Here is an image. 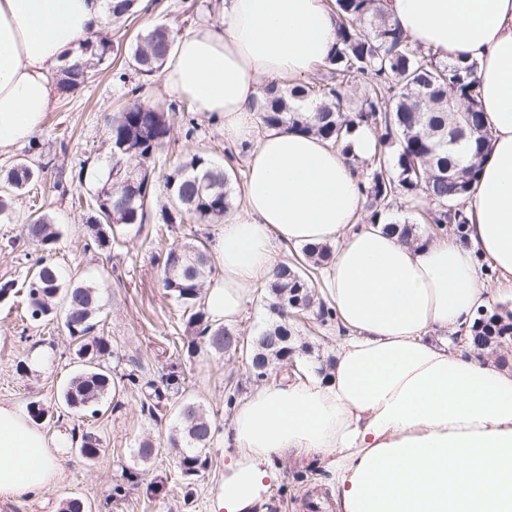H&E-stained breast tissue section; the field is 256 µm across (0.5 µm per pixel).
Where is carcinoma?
<instances>
[{"label": "carcinoma", "instance_id": "carcinoma-1", "mask_svg": "<svg viewBox=\"0 0 512 512\" xmlns=\"http://www.w3.org/2000/svg\"><path fill=\"white\" fill-rule=\"evenodd\" d=\"M138 0H115L112 20L137 13ZM338 23L334 52L323 66L322 84H267L256 101L264 128H282L313 133L336 144L349 140L362 126L377 133V151L358 172L359 185L373 208L371 223L397 199L425 196L429 208L426 221L441 227L455 225L464 234L468 218L464 202L477 181L489 154L491 134L483 121L476 94L478 63L450 59L442 61L412 43L402 29L385 14L381 0H333ZM174 42L167 28L157 26L136 38L131 59L134 69L152 76L163 66ZM111 42L92 36L78 48L77 59L59 70V83L74 90L111 51ZM362 81L367 89L355 106L349 91ZM171 133L168 114L142 104L122 108L107 124L112 154L108 173L97 179L92 195L89 236L97 249L105 251L123 236L142 231L148 205L156 192L155 157ZM36 176L25 161L10 167L3 177L0 217L9 216L13 195ZM229 175L216 166L204 150L188 155L165 176L166 203L160 208L164 224H218L231 209L227 187ZM30 244L50 251L59 231L47 213L36 215L22 226ZM305 262L316 269L328 264V245L301 248ZM207 241L196 232L170 247L164 257L162 285L183 307L184 332L203 338L206 347L222 353L239 344L224 324L213 321L201 303L207 270ZM26 295L31 317L61 318L75 343L74 354L81 369L63 391L69 409L99 412L98 406L116 390L112 371L104 365L114 353L109 339L99 331V288L86 282H65L58 267L40 258L29 275ZM272 323L249 345L254 377L263 380L277 365L296 352L297 339L288 324L290 315L317 309L326 323L333 311L316 297L310 276L296 266L277 265L268 285ZM512 344V311L500 310L474 319L470 344L476 351L502 350ZM177 425L170 445L183 449L178 478L191 481L206 469L207 450L215 434L213 422L202 405L183 399L174 406ZM79 454L95 460L100 440L82 435Z\"/></svg>", "mask_w": 512, "mask_h": 512}]
</instances>
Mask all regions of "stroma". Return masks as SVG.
<instances>
[{"label": "stroma", "mask_w": 512, "mask_h": 512, "mask_svg": "<svg viewBox=\"0 0 512 512\" xmlns=\"http://www.w3.org/2000/svg\"><path fill=\"white\" fill-rule=\"evenodd\" d=\"M213 0H156L150 13H136L128 21L112 24L108 38L112 49L94 71L88 84L75 90L56 89L53 106L31 143L0 149V170L27 159L43 165L41 177L16 196L12 218L0 221V284L12 282L18 291L0 300V402L27 409L39 402L48 412L40 421L47 435L66 432L71 447L65 448L62 474L40 494L14 503L0 502V512H59L70 497L81 498L91 512H214L224 489L230 449L224 435L233 414L229 399H241L256 389L245 353L227 349L209 351L197 343L194 351L183 345L181 311L162 286L161 255L181 239L182 227L163 229L144 225L139 235L128 237L111 250L89 246L85 222L90 214L95 177L111 166L106 118L127 102L126 84L114 79L116 69L127 71V82L142 83L139 100L163 110L177 108L158 77L141 78L129 70L130 44L137 33L155 26L171 28L182 35L215 18ZM193 138H186L182 123H175L171 137L156 163V175H164L189 152L209 151L225 169L234 171L230 193L242 204L246 154L227 156L231 143L223 129L208 119H197ZM42 206L57 224L61 235L48 257L74 281L101 285L103 334L114 354L105 361L114 377L136 374L140 382L163 385L169 373L184 377L179 391L184 399L198 401L217 430L208 449V466L192 484L175 480L176 463L168 437L175 425L174 411L160 408L156 416L141 410V394L124 386L102 404L98 414L73 411L63 406L61 391L78 365L73 345L61 322L30 317L28 300L21 285L40 253L27 243L21 227L34 206ZM266 283L250 287L244 309L230 330L249 339L272 321ZM298 341L308 351L296 352L295 370L306 374L334 356L336 322L320 323L314 315L292 318ZM43 353L46 366L34 368L31 357ZM92 432L101 440L102 452L93 461L76 451L83 434ZM151 441L157 452L147 463L135 462L138 443ZM277 472L263 492L255 512H336L329 475L321 463L292 453L272 459ZM122 494H115V487Z\"/></svg>", "instance_id": "35a3bbf8"}]
</instances>
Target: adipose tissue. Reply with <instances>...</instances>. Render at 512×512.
I'll list each match as a JSON object with an SVG mask.
<instances>
[{
  "label": "adipose tissue",
  "instance_id": "1",
  "mask_svg": "<svg viewBox=\"0 0 512 512\" xmlns=\"http://www.w3.org/2000/svg\"><path fill=\"white\" fill-rule=\"evenodd\" d=\"M112 0H0V148L29 141L50 110L53 73L101 31ZM386 15L441 59L478 62L492 150L467 200L463 238L407 244L361 224L349 156L293 130L256 136L262 78L303 76L332 53L326 0H216L214 22L180 36L163 67L177 100L220 120L246 146L245 207L212 249L224 276L204 304L232 323L251 285L271 279L281 245L338 241L328 295L342 332L326 375L270 380L232 419L238 450L217 501L247 512L273 479V456L324 462L338 512H512V371L475 356L474 314L489 293L479 258L512 275V0H383ZM66 435L46 436L0 403V500L31 498L59 476Z\"/></svg>",
  "mask_w": 512,
  "mask_h": 512
}]
</instances>
